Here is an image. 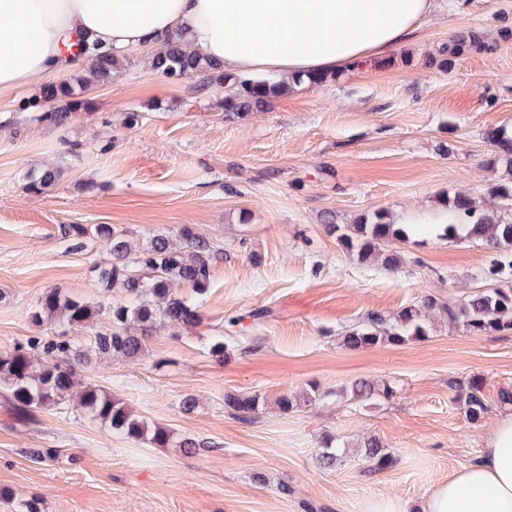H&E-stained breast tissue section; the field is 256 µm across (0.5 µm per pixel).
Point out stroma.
Returning a JSON list of instances; mask_svg holds the SVG:
<instances>
[{"label": "stroma", "instance_id": "obj_1", "mask_svg": "<svg viewBox=\"0 0 512 512\" xmlns=\"http://www.w3.org/2000/svg\"><path fill=\"white\" fill-rule=\"evenodd\" d=\"M408 46L319 86L304 85L263 112L224 117L221 89L194 94L129 54L110 83L90 87V111L59 125L20 110L39 86L0 98V353L58 331L31 315L51 288L98 305L108 293L96 267L106 259L94 228L111 225L138 245L192 227L218 251L206 293L180 285L199 325L164 327L136 360L92 358L80 385L112 392L148 424L209 447L195 455L153 448L75 411L16 414L0 389V512L36 497L44 512H364L380 496L417 500L475 461L495 424L512 414V329L476 336L432 315L428 335L402 345L346 349L342 338L370 313L392 317L425 294L458 303L489 288L512 289V250L438 231L412 238L394 271L363 265L323 222L392 217L469 193L488 201L512 180L493 164L488 129L512 130V0H439ZM473 31L494 52L430 67L449 36ZM137 113L128 125V113ZM63 168L47 192L25 191L27 172ZM95 191H85L86 183ZM85 230L74 249L69 226ZM264 307L270 315L250 319ZM243 323L225 331L228 318ZM223 340L225 358L210 348ZM357 378L388 382L392 400L365 406L337 396ZM483 383L488 412L476 422L448 386ZM199 406L183 413L185 394ZM228 393L264 403L245 422ZM301 399L282 413L281 395ZM379 438L396 462L372 472L356 453ZM345 451L317 467L323 441ZM35 448L58 450L37 461Z\"/></svg>", "mask_w": 512, "mask_h": 512}]
</instances>
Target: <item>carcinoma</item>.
Instances as JSON below:
<instances>
[{
	"label": "carcinoma",
	"instance_id": "obj_1",
	"mask_svg": "<svg viewBox=\"0 0 512 512\" xmlns=\"http://www.w3.org/2000/svg\"><path fill=\"white\" fill-rule=\"evenodd\" d=\"M494 45L475 32L457 34L439 48L440 58L429 65L446 68L468 53L490 52ZM151 71L170 80L184 77L199 78V88L214 85L228 88L224 96V118L233 119L249 112L265 110L272 98L291 87L286 80L270 82L237 77L211 65L181 36L168 39L164 50L144 58ZM124 67V60L114 55H94L90 62L78 70L71 81L45 85L40 94L19 104V110H40L43 118L59 124L66 113L85 109L88 99L82 97L94 84L112 81L113 73ZM485 138L494 148V161L506 164L512 170V137L506 128H491ZM62 170L45 167L32 171L26 178L25 190L41 194L61 180ZM494 205L480 209L467 194L456 192L444 204L455 211L475 217L471 224L448 225L451 230L461 227L467 236L481 240L487 249L495 251L512 246V223L504 221L498 212L512 202V181L492 191ZM330 233L342 248L356 255L361 263H377L388 270L401 266L402 254L398 244L409 236L397 224L390 222L386 212L376 211L358 224L329 223ZM96 233L110 255V261L97 268L98 278L106 290L117 288L122 293L103 307L75 300L62 290L45 291L39 300L32 322L56 321L70 328L83 327L95 314H108L109 326L90 336V351L102 357L120 356L133 359L145 347V341L165 324L195 326L201 322L197 308L175 294L174 285L188 284L203 294L211 282L212 264L216 251L211 243L199 236L193 228L185 226L179 238L157 236L139 251L138 269L129 264L133 243L106 224ZM439 312L465 329L478 335H489L503 329H512V291L499 288L475 292L460 304L445 303L436 296L425 295L419 304L401 309L388 320L376 313L368 314L363 323L347 331L343 344L357 350L379 343L402 344L411 338L424 339L426 316ZM88 351V352H90ZM88 352L74 345L61 330L55 336H31L27 342L0 354V381L17 410L27 415L36 409L71 407L100 420L109 429L134 441H144L154 448L183 449L191 455L205 443L193 439L174 441V434L161 425L149 426L134 415L124 402L93 386L77 389V368L88 360ZM451 389L465 393L466 412L472 421L480 420L488 411L478 379L449 382ZM353 400L367 406L381 400H390L394 389L387 383L359 378L349 386ZM263 404L257 395L227 393L224 407L242 420L255 416ZM360 455L375 469L391 466L395 462L392 452L384 448L376 437H369L360 445ZM338 449L324 443L316 455V463L323 469L335 466Z\"/></svg>",
	"mask_w": 512,
	"mask_h": 512
}]
</instances>
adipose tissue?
<instances>
[{
  "instance_id": "ef3b65f1",
  "label": "adipose tissue",
  "mask_w": 512,
  "mask_h": 512,
  "mask_svg": "<svg viewBox=\"0 0 512 512\" xmlns=\"http://www.w3.org/2000/svg\"><path fill=\"white\" fill-rule=\"evenodd\" d=\"M436 0H0V95L69 70L65 47L158 51L180 35L225 71L296 80L351 71L406 44ZM364 512H512V416L482 454L421 501L370 500Z\"/></svg>"
}]
</instances>
